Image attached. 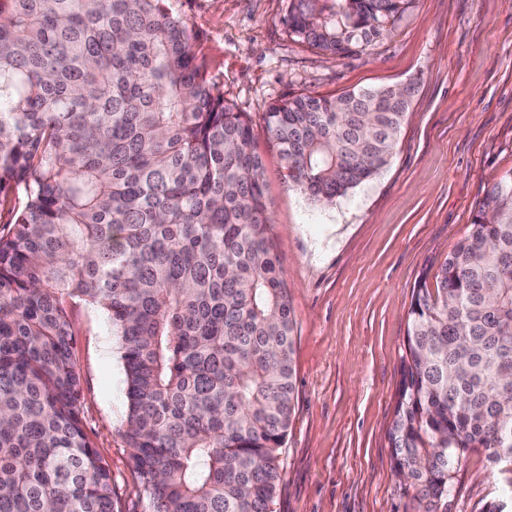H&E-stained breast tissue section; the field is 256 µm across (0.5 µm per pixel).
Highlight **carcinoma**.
Returning a JSON list of instances; mask_svg holds the SVG:
<instances>
[{
    "label": "carcinoma",
    "instance_id": "obj_1",
    "mask_svg": "<svg viewBox=\"0 0 512 512\" xmlns=\"http://www.w3.org/2000/svg\"><path fill=\"white\" fill-rule=\"evenodd\" d=\"M166 0H0V512H123L81 418L71 305L121 339L124 440L149 512H272L294 401V323L252 123L215 93ZM407 0H290L342 56ZM396 88L271 103L288 177L331 204L388 164ZM408 311L389 431L422 512L487 452L512 512V173Z\"/></svg>",
    "mask_w": 512,
    "mask_h": 512
}]
</instances>
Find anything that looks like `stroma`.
<instances>
[{"label":"stroma","instance_id":"stroma-1","mask_svg":"<svg viewBox=\"0 0 512 512\" xmlns=\"http://www.w3.org/2000/svg\"><path fill=\"white\" fill-rule=\"evenodd\" d=\"M289 0H167L218 93L248 113L296 321V405L273 512H418L388 432L412 291L467 233L488 185L512 172V0H410L387 32L329 57L288 31ZM413 81L395 154L374 180L317 206L288 178L263 114L298 93ZM74 360L87 433L123 512H147L123 439L120 338L78 303ZM500 494L483 449L453 472L438 512H484Z\"/></svg>","mask_w":512,"mask_h":512}]
</instances>
